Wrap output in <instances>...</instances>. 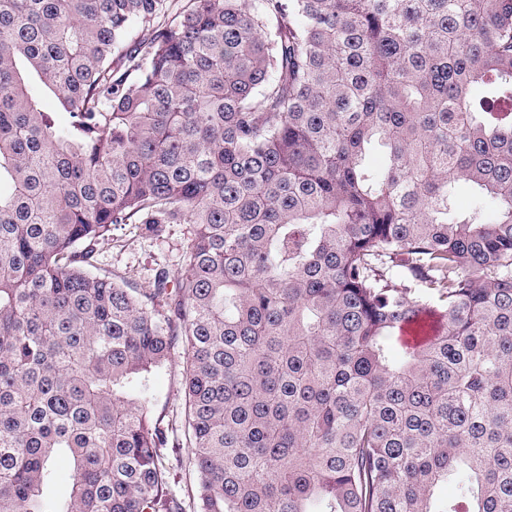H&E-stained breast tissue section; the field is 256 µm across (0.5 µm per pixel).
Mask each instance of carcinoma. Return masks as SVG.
<instances>
[{"mask_svg":"<svg viewBox=\"0 0 512 512\" xmlns=\"http://www.w3.org/2000/svg\"><path fill=\"white\" fill-rule=\"evenodd\" d=\"M168 2L0 0V512H184L177 352L200 512H512V0ZM193 224H163L158 233H144L135 224L116 227L112 241L101 246L99 266L113 274L130 277L137 288H153L156 272L165 268L172 280L183 270L186 246ZM182 358L176 354L170 362L159 370L152 378V386L156 397L155 411L157 414L165 415L164 422L173 424L177 428L176 434H171L167 446L168 463L177 474L176 494L183 502L186 512H199V504L196 497V477L189 459L192 455V448H188L182 435V404L183 396L181 390ZM171 448H174V452ZM177 482H179L177 484Z\"/></svg>","mask_w":512,"mask_h":512,"instance_id":"1","label":"carcinoma"}]
</instances>
